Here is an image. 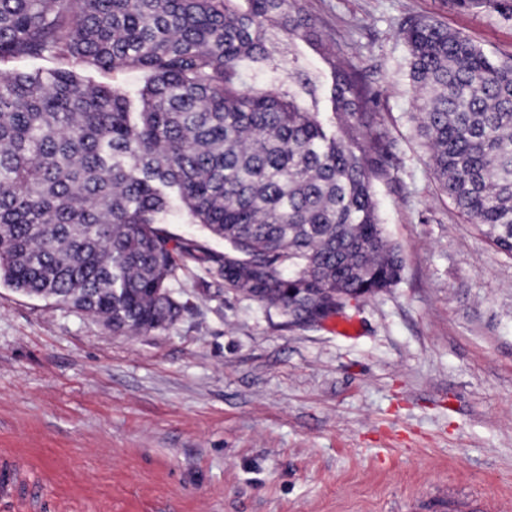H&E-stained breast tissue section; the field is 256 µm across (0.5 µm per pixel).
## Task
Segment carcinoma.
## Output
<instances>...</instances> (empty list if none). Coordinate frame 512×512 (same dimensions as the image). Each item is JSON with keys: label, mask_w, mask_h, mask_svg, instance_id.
Here are the masks:
<instances>
[{"label": "carcinoma", "mask_w": 512, "mask_h": 512, "mask_svg": "<svg viewBox=\"0 0 512 512\" xmlns=\"http://www.w3.org/2000/svg\"><path fill=\"white\" fill-rule=\"evenodd\" d=\"M0 0V281L143 335L184 306L170 282L199 246L163 227L171 199L224 241L204 253L229 289L309 320L318 301L398 284L402 260L374 180L393 141L362 78L330 62L332 120L304 61L288 82L245 85V60L278 68L271 37L315 46L290 0ZM417 132L459 212L512 254V60L431 20L403 28ZM136 68L140 103L78 70Z\"/></svg>", "instance_id": "1"}]
</instances>
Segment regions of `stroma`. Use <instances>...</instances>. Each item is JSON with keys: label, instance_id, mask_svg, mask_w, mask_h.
I'll use <instances>...</instances> for the list:
<instances>
[{"label": "stroma", "instance_id": "35a3bbf8", "mask_svg": "<svg viewBox=\"0 0 512 512\" xmlns=\"http://www.w3.org/2000/svg\"><path fill=\"white\" fill-rule=\"evenodd\" d=\"M317 86L364 78L396 149L375 182L403 272L297 325L188 258L146 336L0 283V470L25 512H512V255L460 215L416 132L406 21L512 57V14L459 0H295Z\"/></svg>", "mask_w": 512, "mask_h": 512}]
</instances>
